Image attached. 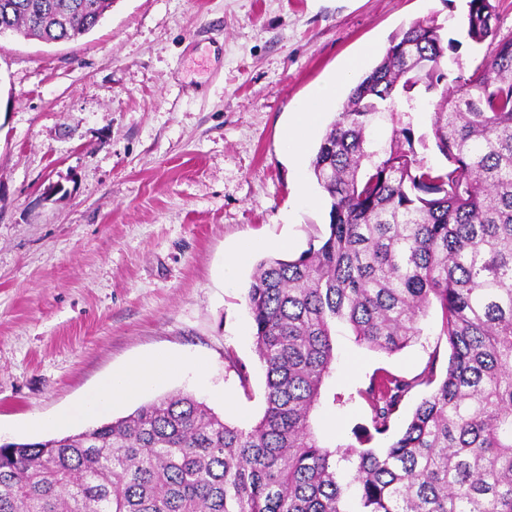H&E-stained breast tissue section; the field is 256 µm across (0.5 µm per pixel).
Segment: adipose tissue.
<instances>
[{"label": "adipose tissue", "instance_id": "1", "mask_svg": "<svg viewBox=\"0 0 512 512\" xmlns=\"http://www.w3.org/2000/svg\"><path fill=\"white\" fill-rule=\"evenodd\" d=\"M358 66V61L354 60L341 72L328 76L312 89L308 101L299 106L292 123L282 136L294 162H304L307 141L317 126L320 114L335 104L341 87L351 81ZM177 369V364L164 354L156 355L145 363L130 366L112 374L78 405L58 415L56 421L60 424L81 423L91 415L111 414L117 406L152 383L174 374Z\"/></svg>", "mask_w": 512, "mask_h": 512}]
</instances>
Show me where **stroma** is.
Segmentation results:
<instances>
[{
  "mask_svg": "<svg viewBox=\"0 0 512 512\" xmlns=\"http://www.w3.org/2000/svg\"><path fill=\"white\" fill-rule=\"evenodd\" d=\"M466 12L467 0H115L70 42L0 38V444L102 424L46 422L157 352L178 374L117 416L180 391L227 422L257 421L253 263L276 241L301 252L329 222L311 168L289 163L283 128L313 86L353 57L371 69L417 20L442 24L449 77L471 73L488 47L463 34ZM300 179L312 203H299ZM248 240L263 249L226 278ZM439 323L431 308L421 336L392 355L338 329L314 413L321 437L355 443L374 373L445 370Z\"/></svg>",
  "mask_w": 512,
  "mask_h": 512,
  "instance_id": "stroma-1",
  "label": "stroma"
}]
</instances>
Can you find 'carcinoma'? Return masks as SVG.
<instances>
[{
    "instance_id": "carcinoma-1",
    "label": "carcinoma",
    "mask_w": 512,
    "mask_h": 512,
    "mask_svg": "<svg viewBox=\"0 0 512 512\" xmlns=\"http://www.w3.org/2000/svg\"><path fill=\"white\" fill-rule=\"evenodd\" d=\"M114 0H0V34L47 43L89 33ZM496 0H468L467 38L491 50L456 90L429 18L397 33L351 89L311 169L329 224L291 258L265 256L246 291L265 410L246 428L187 393L75 435L0 445V512H512V38ZM439 93L430 133L401 117ZM389 113V143H377ZM447 160L430 166L416 145ZM450 355L361 392L360 446L312 426L336 326L387 354L420 335L432 306ZM431 392L385 448L405 397Z\"/></svg>"
}]
</instances>
